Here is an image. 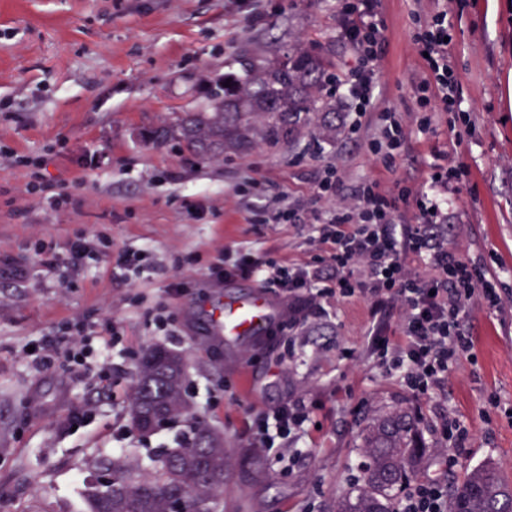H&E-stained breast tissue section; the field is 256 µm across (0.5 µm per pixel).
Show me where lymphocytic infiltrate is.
Returning <instances> with one entry per match:
<instances>
[{"mask_svg":"<svg viewBox=\"0 0 512 512\" xmlns=\"http://www.w3.org/2000/svg\"><path fill=\"white\" fill-rule=\"evenodd\" d=\"M340 14L351 63L337 79L334 92L355 114L348 127L352 135H360L362 117L375 114L377 133L368 140V151L384 165H393L406 150L412 129L427 130L433 113L459 106L446 42L454 27L448 0H433L429 22L413 37L417 52L426 56L428 73L413 88L418 109L409 120L377 103L378 69L386 42L378 0H343ZM429 170L425 187L415 190L396 181L385 189L379 182L367 181L343 199L339 196L343 166L327 167L314 201L326 208L327 218L317 230L326 247L321 262L333 272L330 284H320L317 270L272 258L264 251L225 255L214 274L253 279L263 288L291 295L306 291L315 300L332 294L340 299L360 296L375 316L386 307H397L399 337L386 335L375 319L367 336L369 349L383 371L398 376L413 399L430 396L447 384L455 365L473 354L470 306L478 303L497 310L503 300L496 278L449 248L445 230L453 218L448 209L453 172L437 163ZM410 199L417 210L412 224L398 215L401 202ZM83 333V327H66L42 337L36 347L41 364L50 365L62 353L83 359ZM308 416L301 398L282 403L271 414L257 412L252 419L255 448L282 462L286 450L277 446V437L299 432ZM396 512H448L447 484L434 478L414 481L398 498Z\"/></svg>","mask_w":512,"mask_h":512,"instance_id":"lymphocytic-infiltrate-1","label":"lymphocytic infiltrate"}]
</instances>
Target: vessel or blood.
I'll return each mask as SVG.
<instances>
[{
  "label": "vessel or blood",
  "instance_id": "1",
  "mask_svg": "<svg viewBox=\"0 0 512 512\" xmlns=\"http://www.w3.org/2000/svg\"><path fill=\"white\" fill-rule=\"evenodd\" d=\"M278 314L268 293L257 286L247 295L225 298L210 311L208 323L226 342L250 344L268 335Z\"/></svg>",
  "mask_w": 512,
  "mask_h": 512
}]
</instances>
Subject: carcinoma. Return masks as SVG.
I'll list each match as a JSON object with an SVG mask.
<instances>
[{"instance_id":"carcinoma-1","label":"carcinoma","mask_w":512,"mask_h":512,"mask_svg":"<svg viewBox=\"0 0 512 512\" xmlns=\"http://www.w3.org/2000/svg\"><path fill=\"white\" fill-rule=\"evenodd\" d=\"M240 69L210 81V96L224 95V111L208 107L175 113L150 131L156 144L176 141L199 158L242 155L255 147L275 150L300 138L336 136V95L332 62L321 53L297 48L282 56L253 55L237 60ZM229 86H224V83ZM185 363L181 354L162 347L149 350L138 369L128 400L132 425L160 412L192 418V440L162 450L148 472L117 458L115 487L96 486L88 494V512H167L169 499L184 495L191 512H216L229 468L222 438L194 416L183 397ZM366 458L358 487L336 500L335 512H393L396 499L420 474L427 448L418 422L402 404L373 417L360 431ZM448 512H512V480L495 464L469 470L449 493Z\"/></svg>"}]
</instances>
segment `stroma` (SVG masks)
Wrapping results in <instances>:
<instances>
[{
    "mask_svg": "<svg viewBox=\"0 0 512 512\" xmlns=\"http://www.w3.org/2000/svg\"><path fill=\"white\" fill-rule=\"evenodd\" d=\"M338 0H0V512H84L91 474L121 457L148 468L159 446L176 447L178 419L144 436L126 407L144 353L181 354L186 399L224 438L230 478L224 512H333L361 481L358 433L397 403L412 405L427 449L424 477L457 483L493 463L512 477V0H452L450 55L460 112L438 113L413 131L392 168L366 150L342 115L335 139L213 160L177 143L146 144L144 132L208 102L206 78L223 74L246 47L281 54L327 50L347 68ZM430 0H381L387 30L376 96L380 107L415 110L413 84L425 61L412 43ZM344 157L340 187L366 180L425 185L428 162L459 172L448 205L461 215L448 246L479 259L498 278L500 310L475 305L474 360H462L441 391L413 402L367 348L366 300L277 295L282 314L269 336L225 343L205 310L250 292L251 280L217 279L225 249L271 252L316 264L324 249L313 226L273 224L279 209H314L315 182ZM43 190H33V183ZM263 219L261 231L246 214ZM106 241L105 256L70 261L77 235ZM149 250L142 281L114 279L127 251ZM180 293H168L172 277ZM86 323L80 373L44 367L30 352L42 336ZM120 336L110 341L108 330ZM304 397L310 415L293 445L301 453L271 465L254 456V407ZM83 411L71 423L75 411ZM470 431L454 468L434 431L442 414Z\"/></svg>",
    "mask_w": 512,
    "mask_h": 512,
    "instance_id": "35a3bbf8",
    "label": "stroma"
}]
</instances>
